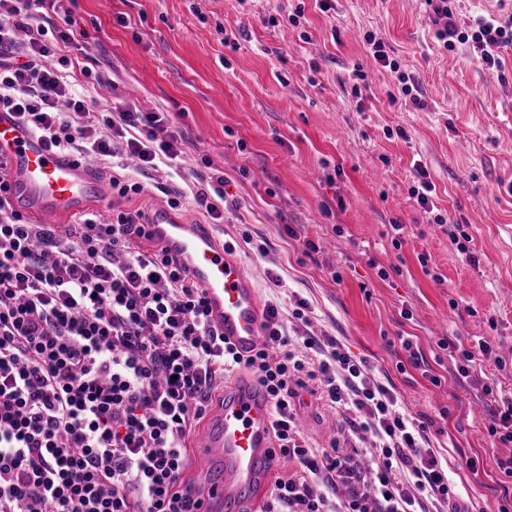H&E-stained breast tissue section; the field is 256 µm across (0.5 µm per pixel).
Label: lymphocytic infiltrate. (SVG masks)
Listing matches in <instances>:
<instances>
[{
	"label": "lymphocytic infiltrate",
	"instance_id": "obj_1",
	"mask_svg": "<svg viewBox=\"0 0 512 512\" xmlns=\"http://www.w3.org/2000/svg\"><path fill=\"white\" fill-rule=\"evenodd\" d=\"M426 2L445 49L471 44L483 69L501 71L511 13L461 28L453 0ZM42 8L72 18L66 0H0V109L50 147L110 168L117 197L141 193L114 161L176 165L184 148L171 117L86 100L63 72L64 48L84 44L42 24ZM8 190L0 177V512H197L187 437L212 384L243 369L266 388L278 453L296 465L275 480L263 512H462L447 464L425 446L426 423L340 338L290 335L271 304L262 344L240 355L176 260L133 249L141 213L57 230L28 222ZM305 388L371 438L375 467L355 447L309 446L297 423Z\"/></svg>",
	"mask_w": 512,
	"mask_h": 512
}]
</instances>
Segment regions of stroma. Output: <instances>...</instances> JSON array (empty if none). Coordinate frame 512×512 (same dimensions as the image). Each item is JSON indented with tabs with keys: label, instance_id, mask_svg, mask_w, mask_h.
I'll return each instance as SVG.
<instances>
[{
	"label": "stroma",
	"instance_id": "35a3bbf8",
	"mask_svg": "<svg viewBox=\"0 0 512 512\" xmlns=\"http://www.w3.org/2000/svg\"><path fill=\"white\" fill-rule=\"evenodd\" d=\"M72 11L87 39L67 49V70L85 94L171 113L185 141L179 168L130 170L143 192L90 213L148 216L166 190L223 176L219 237L263 302L296 332L292 303L305 298L313 329L366 358L428 423L460 499L498 512L496 462L512 445L493 447L482 387L512 392V50L495 75L472 46L444 49L425 0H333L326 12L317 0H75ZM371 36L423 108L375 63ZM357 69L365 81L354 82ZM421 171L435 186L426 205L411 193ZM456 224L468 253L450 236ZM480 339L491 347L481 369L459 378L453 345ZM302 399L313 447L356 444L316 396Z\"/></svg>",
	"mask_w": 512,
	"mask_h": 512
}]
</instances>
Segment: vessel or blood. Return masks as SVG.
I'll use <instances>...</instances> for the list:
<instances>
[{"mask_svg": "<svg viewBox=\"0 0 512 512\" xmlns=\"http://www.w3.org/2000/svg\"><path fill=\"white\" fill-rule=\"evenodd\" d=\"M0 167L14 206L32 219L78 216L101 197L94 172L51 149L16 113L0 111ZM146 230L200 288L210 318L240 354L258 347L265 307L255 282L213 225L182 223L158 207ZM213 464L204 479L199 512H246L276 468L273 416L265 388L248 373L225 385L221 404L206 418L198 443Z\"/></svg>", "mask_w": 512, "mask_h": 512, "instance_id": "vessel-or-blood-1", "label": "vessel or blood"}]
</instances>
